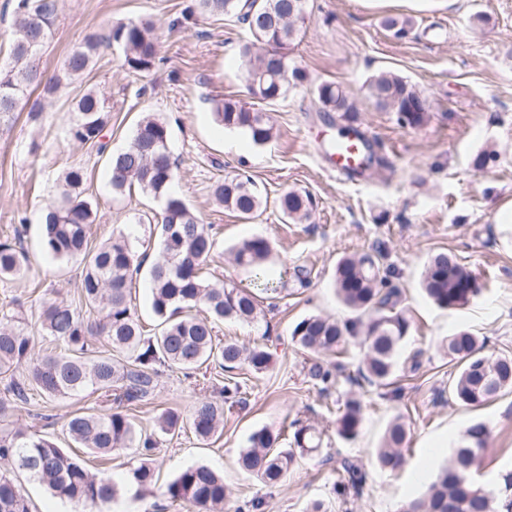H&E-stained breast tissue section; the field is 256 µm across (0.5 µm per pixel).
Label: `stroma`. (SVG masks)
<instances>
[{
    "label": "stroma",
    "instance_id": "stroma-1",
    "mask_svg": "<svg viewBox=\"0 0 512 512\" xmlns=\"http://www.w3.org/2000/svg\"><path fill=\"white\" fill-rule=\"evenodd\" d=\"M477 14L486 17L485 26H472ZM389 16L412 19L411 33L394 37L383 25ZM141 19L153 23L158 39L151 70H129L122 48L115 45L97 56L83 77L48 99L38 120L24 111L0 116V241L22 226L31 258L24 279L0 282V314L25 318L33 348L42 353L52 347L39 321L43 301L79 298L81 265L52 261L40 250L42 211L56 198L59 178L70 166L85 169V194L98 205L93 243L121 232L136 246L157 234L155 225L140 220L152 200L137 188L114 195L105 155L68 138L73 104L92 88L112 106L109 150L128 146L145 114L167 122L176 188L221 239L204 264L206 277L260 296L256 321L227 320L216 325V334L265 346L272 363L260 374L241 370L237 402L224 398L222 382L203 391L194 377L163 371L153 396L129 407L138 426L157 433L155 421L162 412L188 413L204 395L223 403L224 433L211 444L187 430L157 434V485L139 494L125 490L108 504V512H183L164 489L196 464L223 473L230 490L224 512H240L257 497L264 512H309L315 501L325 512H396L421 494L422 476L438 471L449 448L477 418L491 430L485 478L512 466V393L476 410L460 405L449 393L452 367L443 347L449 335L465 329L485 338L487 353L512 354V57L506 55L512 48V0H309L295 48L307 82L275 103L253 102L275 127L274 139L261 147L242 131L218 125L213 116L215 101L250 100L235 63L247 35L233 18L200 16L196 0H60L41 71L59 74L85 33ZM382 70L424 91L430 102L425 126L400 127L394 113L377 110L365 99L366 80ZM322 81L336 82L354 95L359 128L379 144L392 166L390 176L370 171L352 179L331 171L323 146L336 127L321 119L311 92ZM485 149L495 150L497 157L484 177L475 173L472 160ZM235 173L250 176L268 197L255 221H242L213 200L214 185ZM290 188L314 198L310 223L285 222L276 201ZM255 236L273 246L262 281L237 265L232 254L235 244ZM376 248L387 253L395 269L392 285L402 292L400 307L410 324L402 354L417 356L419 367L399 368L394 394L358 386L350 378L362 353L351 343L341 353L324 356V363L338 365L339 371L330 392L320 393L308 375L312 359L293 342L291 331L310 314L350 318L334 290L336 263ZM438 250L454 252L482 284V293L468 305L444 309L422 291L424 265ZM300 268L310 272L304 286L296 279ZM353 395L364 404V423L357 438L345 440L337 436L334 422L338 407ZM98 405L87 391L63 399L35 391L20 413L1 423L39 431L67 447V415ZM399 414L409 444L403 466L391 472L377 466L374 451L388 422ZM295 419L326 432L319 454L298 459L287 479L274 486L240 469L239 454L254 431L278 429ZM345 459L366 472L360 495L337 490Z\"/></svg>",
    "mask_w": 512,
    "mask_h": 512
}]
</instances>
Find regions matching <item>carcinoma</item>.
<instances>
[{"label":"carcinoma","mask_w":512,"mask_h":512,"mask_svg":"<svg viewBox=\"0 0 512 512\" xmlns=\"http://www.w3.org/2000/svg\"><path fill=\"white\" fill-rule=\"evenodd\" d=\"M307 2L197 0L196 8L202 15L234 17L244 25L248 41L239 51L238 66L245 74L250 94L270 104L307 80L306 72L292 58V47L307 18ZM16 14L18 32L8 62L0 63L1 115L25 109L37 119L43 112L42 100L53 95L62 80L81 76L100 50L114 43L123 48L129 69L144 72L154 65L153 24L143 20L120 22L105 33L85 34L68 54L62 73L46 80L36 61L52 36L58 0H17ZM411 26L408 18L384 19V27L398 38L407 36ZM313 93L323 111L336 113L346 122L345 129L357 131L359 110L346 88L322 81L314 85ZM366 98L375 107L395 113L402 127L419 129L427 122L428 97L393 72L373 75L367 81ZM74 112L70 140L105 150L101 139L112 112L109 100L89 89L76 100ZM213 115L217 124L243 130L255 145H264L275 136L267 113L239 102H218ZM168 140L166 122L149 113L138 123L130 144L111 153L107 162L113 194L121 195L136 186L160 201L157 230L161 258L148 262V255L137 253L122 234L91 245L98 206L84 196L83 168L72 167L63 176L58 198L43 215L40 244L42 251L57 262L80 261V302L97 316H83L71 302H44L40 324L55 348L42 355L34 352L27 327L19 318L0 316V376L5 377L0 415H7L26 400L31 386L48 398L76 396L88 389L100 393L106 408L73 413L66 423L67 433L74 444L91 454L109 456L137 449L141 459L130 469L128 482L143 488L154 482L158 441L139 429L126 407L148 400L161 372L177 369L188 375L211 366L218 375L243 367L262 373L271 363V354L264 347L246 349L215 334L217 321H254L259 304L251 292L230 284L218 286L205 277L203 265L217 247V232L200 223L175 190L176 165ZM213 197L244 221L259 217L267 206V198L256 182L241 174L217 182ZM278 205L288 220L302 224L311 219L314 201L307 192L289 190L281 194ZM233 252L237 264L251 267L262 276V264L270 256L272 244L255 236L235 245ZM386 258V252L375 250L339 259L334 288L355 316L339 322L309 315L292 330L293 341L312 354L335 352L351 341L358 342L364 357L357 379L377 389L393 385L409 331L407 318L397 310L402 294L390 287L393 271L385 264ZM28 264L21 232H16L12 241H0V279L22 277ZM145 266L151 283V309L162 325L154 336L145 334L128 300L133 275ZM422 288L435 305L447 309L466 305L481 291L477 277L449 251L430 256ZM98 338L108 349L93 347V340ZM485 347V341L467 331L448 336V363L453 367L451 393L464 406H483L512 389V356L487 355ZM21 365L26 366L27 377L16 380L14 375ZM309 374L324 391L336 382L334 366L314 363ZM363 419L361 400L345 401L336 415L337 435L345 440L356 438ZM158 427L163 434L187 427L197 440L208 442L223 431L224 405L204 397L194 403L186 418L174 410L165 412ZM290 429L289 447L282 450L278 444L283 431L267 427L254 431L240 453L241 469L267 485H276L287 476L297 456L321 448L322 435L311 426L294 420ZM407 437L401 417H394L376 449L380 468L396 470L402 466ZM489 439L486 422L471 423L423 496L404 504L402 512H489L488 501L481 494L485 487L500 491L494 512H512V468L499 471L484 485L475 481V475L485 466ZM0 459L26 463L23 473L29 479L53 495L89 509L113 501L120 492L112 477L92 472L78 457L36 431H1ZM341 467L346 474L341 492L360 491L365 472L349 460ZM165 493L189 512H224L229 497L224 476L203 464L179 472ZM0 512H31L13 471L0 474Z\"/></svg>","instance_id":"carcinoma-1"}]
</instances>
